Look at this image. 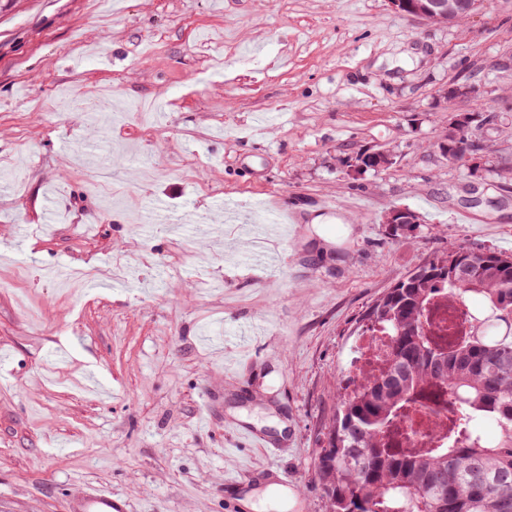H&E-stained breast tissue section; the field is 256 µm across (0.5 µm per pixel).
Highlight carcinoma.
<instances>
[{
	"instance_id": "obj_1",
	"label": "carcinoma",
	"mask_w": 512,
	"mask_h": 512,
	"mask_svg": "<svg viewBox=\"0 0 512 512\" xmlns=\"http://www.w3.org/2000/svg\"><path fill=\"white\" fill-rule=\"evenodd\" d=\"M446 292L481 310L448 344L430 329ZM388 336V364L349 381L316 462L327 512H500L512 483V256L450 247L398 278L369 307L361 332ZM435 404L433 446L410 448L400 420ZM495 423L496 433L480 430Z\"/></svg>"
}]
</instances>
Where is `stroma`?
Segmentation results:
<instances>
[{
    "mask_svg": "<svg viewBox=\"0 0 512 512\" xmlns=\"http://www.w3.org/2000/svg\"><path fill=\"white\" fill-rule=\"evenodd\" d=\"M474 110L476 169L441 152ZM0 169V512L96 487L128 512H326L315 462L364 311L448 246L512 255V0L447 25L388 0H17ZM278 206L293 238L250 251ZM394 207L412 230L390 235ZM284 214L288 215V225L287 224H258V225H255L246 231L245 236H246L247 240L252 244L261 243L262 239L264 237L268 236L269 233L273 229L278 230L279 234L284 233V234L291 235L293 233V228H292L291 224L295 223L294 222L295 217L290 211L286 212V211L280 210L278 213V216L275 220H277L279 217H281Z\"/></svg>",
    "mask_w": 512,
    "mask_h": 512,
    "instance_id": "stroma-1",
    "label": "stroma"
}]
</instances>
